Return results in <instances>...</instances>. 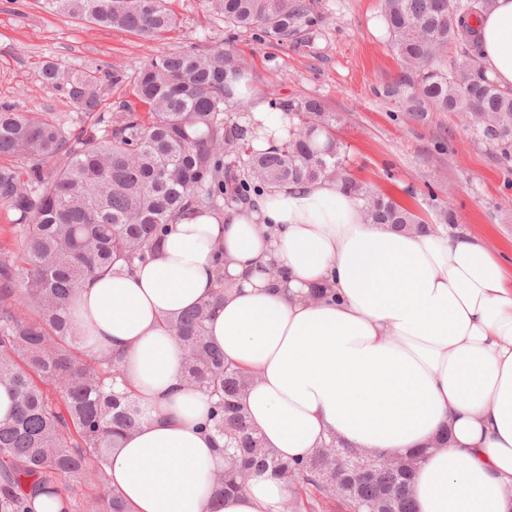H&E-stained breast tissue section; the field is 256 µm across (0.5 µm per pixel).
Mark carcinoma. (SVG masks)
I'll return each instance as SVG.
<instances>
[{
	"label": "carcinoma",
	"instance_id": "carcinoma-1",
	"mask_svg": "<svg viewBox=\"0 0 512 512\" xmlns=\"http://www.w3.org/2000/svg\"><path fill=\"white\" fill-rule=\"evenodd\" d=\"M68 15L103 28L143 37L177 24L164 0H46ZM233 31L262 32L281 43L316 29L319 0H205ZM475 4L460 0H381V10L401 74L385 89L414 120L436 112L467 113L471 127L512 157V97L480 69L474 41L460 27ZM457 43L448 55V43ZM42 79L65 82L79 109L76 119L27 115L0 107V206L17 214L16 250L0 251V384L14 400L0 420V512H33L30 495L62 492L61 477L101 487L118 438L144 422L128 393L107 389L121 357L84 356L66 308L87 279L112 271L118 261L154 258L169 224L185 208L218 211L243 202L266 184L346 173L336 138V117L314 98L278 97L289 138L273 153L241 142L231 112L245 99L235 85L247 78L245 62L231 53L179 52L145 62L119 111H101L105 82L122 74L90 69L62 72L43 65ZM375 224H422L413 210L347 178ZM215 296L183 312L171 327L185 355V379L210 400L204 427L232 451V466L216 482L239 490L252 470L269 468L290 485L289 512H415L414 471L425 451L404 456L399 468L377 455L365 476L347 465L351 449L329 441L294 462L258 448L261 438L239 402L254 376L224 362L206 336L207 322L223 299ZM100 512H128L109 491Z\"/></svg>",
	"mask_w": 512,
	"mask_h": 512
}]
</instances>
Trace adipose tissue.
I'll return each mask as SVG.
<instances>
[{
	"label": "adipose tissue",
	"mask_w": 512,
	"mask_h": 512,
	"mask_svg": "<svg viewBox=\"0 0 512 512\" xmlns=\"http://www.w3.org/2000/svg\"><path fill=\"white\" fill-rule=\"evenodd\" d=\"M471 25L482 70L512 93V0ZM248 100L245 139L282 147L283 112L259 89ZM219 285L207 335L255 374L241 403L266 448L290 460L332 440L425 447L417 512H512V264L469 233L369 223L340 176L264 186L252 207L185 209L153 260L75 290L85 355L122 353L112 389L151 415L106 467L131 512H279L290 494L264 473L214 497L227 459L201 428L207 398L185 384L169 322Z\"/></svg>",
	"instance_id": "adipose-tissue-1"
}]
</instances>
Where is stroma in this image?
Returning a JSON list of instances; mask_svg holds the SVG:
<instances>
[{
  "label": "stroma",
  "mask_w": 512,
  "mask_h": 512,
  "mask_svg": "<svg viewBox=\"0 0 512 512\" xmlns=\"http://www.w3.org/2000/svg\"><path fill=\"white\" fill-rule=\"evenodd\" d=\"M323 19L311 39L280 43L233 33L204 0H166L176 29L158 39L102 28L51 11L44 0H0V104L68 116L64 88L41 77L44 63L65 70L100 68L133 76L153 56L184 50L241 58L266 94L323 101L347 146L350 177L403 201L426 223L451 213L450 230L482 237L512 260V160L452 112L411 120L383 89L398 78L380 0H319Z\"/></svg>",
  "instance_id": "35a3bbf8"
}]
</instances>
